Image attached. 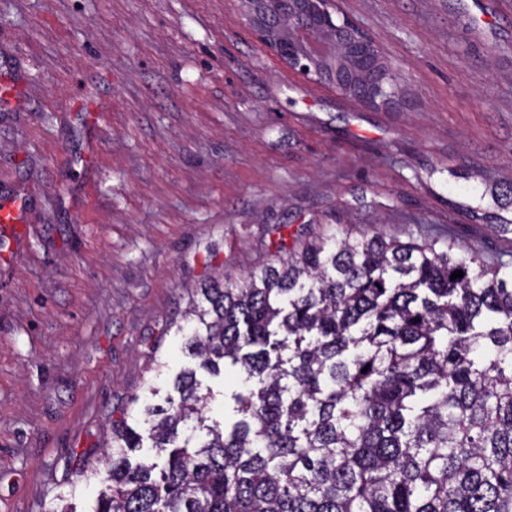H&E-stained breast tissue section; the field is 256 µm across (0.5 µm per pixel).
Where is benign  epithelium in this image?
I'll return each mask as SVG.
<instances>
[{
  "mask_svg": "<svg viewBox=\"0 0 512 512\" xmlns=\"http://www.w3.org/2000/svg\"><path fill=\"white\" fill-rule=\"evenodd\" d=\"M245 24L277 60L308 83L376 111L404 102L400 69L336 0H236Z\"/></svg>",
  "mask_w": 512,
  "mask_h": 512,
  "instance_id": "obj_1",
  "label": "benign epithelium"
}]
</instances>
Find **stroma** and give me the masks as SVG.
Here are the masks:
<instances>
[{
	"label": "stroma",
	"mask_w": 512,
	"mask_h": 512,
	"mask_svg": "<svg viewBox=\"0 0 512 512\" xmlns=\"http://www.w3.org/2000/svg\"><path fill=\"white\" fill-rule=\"evenodd\" d=\"M403 69L362 108L285 69L235 0H0V512H42L113 413L191 364L186 290L266 264L275 228L512 255V0H338ZM101 117L86 150L82 120ZM168 371H152L153 357ZM27 213L28 205L22 199L0 197V232L9 241V246H16L22 239Z\"/></svg>",
	"instance_id": "1"
}]
</instances>
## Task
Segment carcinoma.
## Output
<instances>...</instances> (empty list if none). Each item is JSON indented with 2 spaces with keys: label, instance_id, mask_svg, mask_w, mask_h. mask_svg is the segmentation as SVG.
<instances>
[{
  "label": "carcinoma",
  "instance_id": "carcinoma-1",
  "mask_svg": "<svg viewBox=\"0 0 512 512\" xmlns=\"http://www.w3.org/2000/svg\"><path fill=\"white\" fill-rule=\"evenodd\" d=\"M273 246L193 288L178 397L112 417L44 512L91 484L92 512H512V261L344 230ZM199 369L240 383L222 421Z\"/></svg>",
  "mask_w": 512,
  "mask_h": 512
}]
</instances>
